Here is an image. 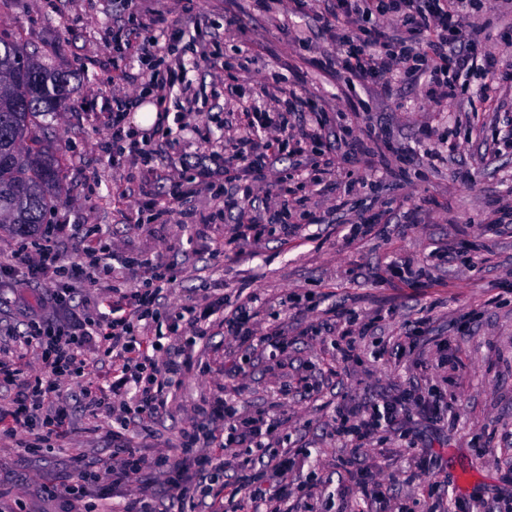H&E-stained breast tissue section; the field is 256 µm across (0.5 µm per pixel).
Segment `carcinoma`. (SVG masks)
I'll list each match as a JSON object with an SVG mask.
<instances>
[{
    "instance_id": "1",
    "label": "carcinoma",
    "mask_w": 512,
    "mask_h": 512,
    "mask_svg": "<svg viewBox=\"0 0 512 512\" xmlns=\"http://www.w3.org/2000/svg\"><path fill=\"white\" fill-rule=\"evenodd\" d=\"M74 93L67 75L18 41L0 39V224L34 235L62 202V154L41 118Z\"/></svg>"
}]
</instances>
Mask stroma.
<instances>
[{"label": "stroma", "instance_id": "stroma-1", "mask_svg": "<svg viewBox=\"0 0 512 512\" xmlns=\"http://www.w3.org/2000/svg\"><path fill=\"white\" fill-rule=\"evenodd\" d=\"M474 20L482 28V50L497 66L512 70V10L474 0ZM328 0H308L304 9L279 18L257 10L253 0H0V38L17 39L53 69L69 78L74 93L49 123L63 138L62 202L47 215L37 241L52 240L61 259L70 261L94 246L96 228L116 256L162 255L176 279L161 303L173 309L199 300L203 286L221 289L227 300L257 294L266 305L256 326L296 331L320 324L326 311L344 305L357 323L375 319L378 337L394 341L414 318H430V331L402 360L384 361L361 352L342 363L333 333L296 339L282 365L271 368L266 354L238 358L220 326H211L196 346L198 370L185 374L167 413L130 431L146 455L176 454L181 429L206 395L227 394L240 416L268 410L280 417L275 435L285 446L307 448L311 461L290 472L293 493L314 488L325 512L333 494L351 490L356 473L384 484L383 512H448L450 501L487 512L512 499V227H493V219L512 214V154L494 156L496 139L512 128V88L483 101L487 74L475 67L457 98L434 104L418 88L402 86L398 95L347 90L325 70L317 54L291 40L290 31L315 29ZM238 17L247 27L239 35L229 26ZM131 35L132 46L117 51L113 30ZM180 31L170 40L171 31ZM245 63L244 79L230 81L226 64ZM167 87L170 113L181 110L179 89L191 85L195 100L187 120L203 137L153 144V152L132 158L103 150L118 99L135 92L144 104L156 102L154 82ZM291 89L329 110L335 126L354 133L377 129L393 144L379 161L369 141H357L353 155L339 159L332 177L349 189L351 209L329 224L301 225L289 242L270 238L251 245L241 260H225L219 249L224 227L237 223L238 209L225 206L223 182L202 192L168 219L153 220L143 203H166L176 180L189 176L190 164L224 163V139L234 135L241 108L266 104L267 88ZM458 148L444 163L430 154L446 139ZM390 206L387 231L373 239L353 238L355 210ZM486 246V263L471 265L466 255ZM459 251L457 263L438 260L436 251ZM412 260L421 270V287L391 277L397 262ZM40 290L24 276L0 280V357L21 359L38 370L35 347L6 338L23 330V302ZM304 299L305 309L278 304L282 294ZM463 332H455L460 315ZM449 339L447 351L437 342ZM240 372L228 377L229 361ZM335 365V375L325 368ZM323 370L322 388L312 397L288 393L301 368ZM440 389L455 415L437 424L418 418L402 429L385 428L376 439L354 448L334 433L336 409L349 400L365 405L404 389ZM112 419L108 413L74 412L65 434L50 451H29L27 434L0 440V512H64V499L45 496L44 486H65L75 460L109 458ZM497 454H482L486 438ZM424 446L435 460L428 472L413 464L411 444Z\"/></svg>", "mask_w": 512, "mask_h": 512}]
</instances>
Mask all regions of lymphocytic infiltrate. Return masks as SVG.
Instances as JSON below:
<instances>
[{
  "mask_svg": "<svg viewBox=\"0 0 512 512\" xmlns=\"http://www.w3.org/2000/svg\"><path fill=\"white\" fill-rule=\"evenodd\" d=\"M459 0H333L317 35L300 31L296 39L313 44L323 36L336 44L325 56L326 69L348 88L377 89L392 96L396 85L420 87L428 101L441 103L455 97L459 81L477 62H485L494 77L482 93L492 97L501 84L512 83V72L496 73L491 55H480L479 27L468 21ZM294 143L299 164L311 171L313 185L334 173L338 153H351V143L334 133L325 109L292 94L282 105L246 107L237 132L224 142V179L264 191L262 210L242 212L238 224L224 232V257L239 258L248 244L266 237L288 239L296 224L286 215L299 211L310 224H324L327 214L306 209L305 199L291 195L287 171L278 169L279 154ZM24 273L46 283L40 308L31 312L27 330L19 341L35 346L41 367L31 373L21 363L0 358V382L16 393L9 408L0 410V437L26 433L36 448L51 447L65 431L74 408L96 413L112 410V462L106 466L78 462L76 481L65 489H48L49 497L85 503L106 500L131 479H140L143 493L130 500L124 512H155L147 471L166 474L165 495L174 512H196L199 503L225 501L231 512H264L267 502L288 497L286 475L307 459L304 451L275 447L269 439L278 420L272 415L238 418L237 409L224 395L202 397L194 419L180 434L177 456L146 457L126 437L130 426L161 415L168 397L182 377L196 366L195 346L204 338L214 316H222L226 338L238 350L265 348L287 353L289 340L279 327L256 335L263 301L248 295L226 308L221 297L202 296L190 307L161 313L156 301L174 279L171 266L161 258L113 260L109 245L96 244L83 256L63 262L51 242L21 249L13 262L0 264V278ZM84 279L103 283L109 298L104 311L77 315L76 285ZM182 334L180 343L164 346L167 336ZM110 360L111 374L102 383L85 381L87 351ZM76 384L74 402L56 398L60 381ZM450 410L444 394L402 390L381 405L364 409L354 404L338 409L341 418L356 421L357 442L373 438L379 429L399 425L418 414L430 423L441 421ZM235 445L240 459L215 464L208 450ZM232 481H225V470Z\"/></svg>",
  "mask_w": 512,
  "mask_h": 512,
  "instance_id": "lymphocytic-infiltrate-1",
  "label": "lymphocytic infiltrate"
}]
</instances>
